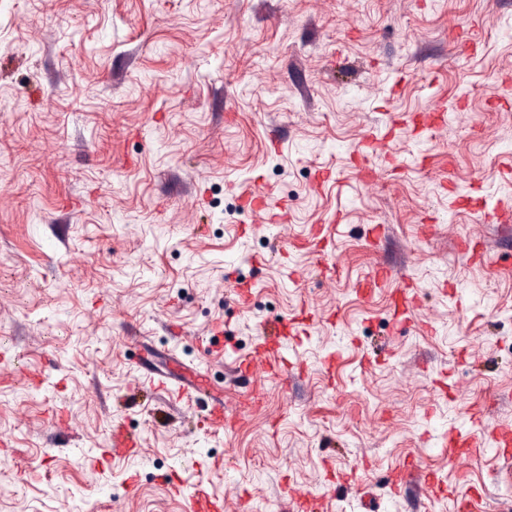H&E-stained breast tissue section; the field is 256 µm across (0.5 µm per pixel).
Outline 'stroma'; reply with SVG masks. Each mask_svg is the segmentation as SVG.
<instances>
[{"label":"stroma","mask_w":512,"mask_h":512,"mask_svg":"<svg viewBox=\"0 0 512 512\" xmlns=\"http://www.w3.org/2000/svg\"><path fill=\"white\" fill-rule=\"evenodd\" d=\"M266 191L272 222L244 200ZM304 313L288 381L238 377L264 322ZM150 354L235 425L197 430ZM116 424L141 448L102 460ZM502 424L512 0H0V512H184L171 473L224 512H297L311 486L320 512H512ZM411 461L435 484L394 490Z\"/></svg>","instance_id":"35a3bbf8"}]
</instances>
